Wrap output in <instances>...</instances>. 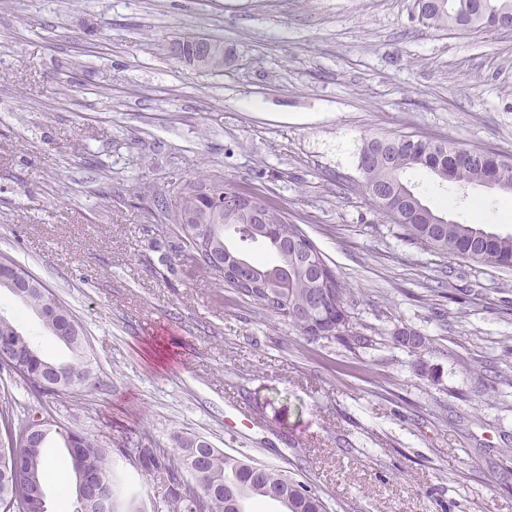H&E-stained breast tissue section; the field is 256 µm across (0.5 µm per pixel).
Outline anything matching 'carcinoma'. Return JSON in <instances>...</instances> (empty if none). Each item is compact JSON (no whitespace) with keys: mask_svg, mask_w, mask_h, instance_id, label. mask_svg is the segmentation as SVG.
Instances as JSON below:
<instances>
[{"mask_svg":"<svg viewBox=\"0 0 512 512\" xmlns=\"http://www.w3.org/2000/svg\"><path fill=\"white\" fill-rule=\"evenodd\" d=\"M419 12L422 23L436 29L461 25L472 29L490 26L493 16L512 15V0H423ZM459 143L416 139L409 146L402 139H367L360 152L359 169L363 174L369 199L398 224L409 237L427 248L443 255L458 256L475 263H490L502 268H512V234L502 235L487 230L481 224H461L424 204L414 191L405 174L409 171L427 172L442 182L456 184L464 190L471 185H484L487 165L497 160L503 172L500 193L512 195V159L498 153H482L481 159L463 162L457 157ZM207 184L193 182L180 190V205L172 223L180 225L192 253L211 250L224 253V240H230L235 252L241 254L258 270L265 287L247 288L234 282L231 287L248 297L263 309L288 318V322L306 340L334 339L345 347L354 349L372 342L357 331L351 322L354 292L336 272L327 277L323 287L308 269V263L290 252L285 253L276 244L279 238H292L302 229L288 220L287 213L273 209L276 229L270 238L260 241L273 258L250 256L245 248L255 244L253 224L242 212L224 207L222 221L215 223L210 238L197 237L195 224L210 217L216 202L203 189ZM15 270L29 282V287L10 290L0 282V290L11 291L24 309L33 312L41 321L44 331L59 340L62 325L71 322L70 336L60 344L70 352L67 360L42 357L53 365L44 368L35 365L25 369L17 365L12 355L34 348L31 339L24 335L16 322L0 315V338L17 340L15 347L0 353V365L22 378L40 397H51L76 386L91 384L93 371L88 363L83 344V331L69 310L59 303L50 290L24 267L8 259H0V268ZM394 345L413 356L428 350L431 338L406 326L397 327L391 334ZM35 417L18 416L9 408L0 410V426L7 439V448L20 450L27 457V468L18 478L0 458V512H26L24 505L39 501L46 495V474L43 469L44 452L41 448L28 447V434ZM65 448L77 443L84 449V470L99 482L104 496V509H95L87 502L76 499L72 512H143L140 503L122 478L114 474L112 449L84 434L69 430L62 434ZM125 456L151 480L167 487L168 512H195L196 499L185 498L174 492L179 483V471L199 468L197 481L204 502L203 512H248L246 505L252 500H274L286 496L292 512H326L323 501L304 484L288 477L283 470L265 465H254L224 453L200 438H182L177 452L142 444L124 450Z\"/></svg>","mask_w":512,"mask_h":512,"instance_id":"cac0c4a2","label":"carcinoma"}]
</instances>
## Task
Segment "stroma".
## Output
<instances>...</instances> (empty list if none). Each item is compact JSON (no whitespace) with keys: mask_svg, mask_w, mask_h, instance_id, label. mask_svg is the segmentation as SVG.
<instances>
[{"mask_svg":"<svg viewBox=\"0 0 512 512\" xmlns=\"http://www.w3.org/2000/svg\"><path fill=\"white\" fill-rule=\"evenodd\" d=\"M185 34L223 41V71L173 58ZM395 136L512 155V32L436 31L415 0H0V258L68 308L94 373L38 400L0 369V402L113 449L203 438L327 512H512V269L408 242L365 199L362 144ZM199 179L286 210L371 346L307 341L181 259L169 188ZM407 179L512 234V196ZM0 314L65 357L5 290ZM402 325L433 339L428 374Z\"/></svg>","mask_w":512,"mask_h":512,"instance_id":"obj_1","label":"stroma"}]
</instances>
